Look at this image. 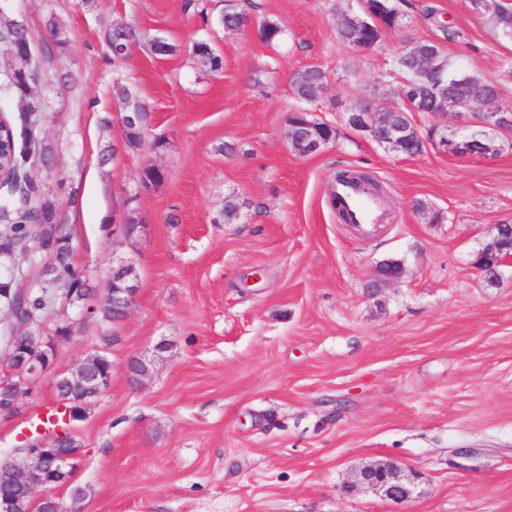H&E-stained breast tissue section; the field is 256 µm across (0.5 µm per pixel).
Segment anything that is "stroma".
<instances>
[{"instance_id": "obj_1", "label": "stroma", "mask_w": 512, "mask_h": 512, "mask_svg": "<svg viewBox=\"0 0 512 512\" xmlns=\"http://www.w3.org/2000/svg\"><path fill=\"white\" fill-rule=\"evenodd\" d=\"M230 3L249 17L237 31L215 23ZM396 3L401 27L362 51L337 31L358 0H0V23L28 31L44 100L36 133L52 157L30 171L36 196L60 212L88 277L83 300L55 293L41 315L45 331L71 333L17 413L0 417V464L72 437L80 453L54 491L66 512H512V266L493 283L474 266L495 225L512 223V127L492 156H410L347 124L360 100L400 105L394 63L425 40L451 70L494 80L512 113V43L469 0ZM267 21L279 41L260 38ZM115 22L140 34L119 62ZM155 39L173 52L155 54ZM198 40L220 70L198 63ZM308 64L325 74L310 117L338 136L301 157L287 139L290 81ZM119 82L147 107L143 149L125 141ZM150 163L164 178L145 186ZM341 167L386 190L373 235L336 217ZM127 216L141 225L129 239L113 230ZM116 255L138 291L111 321L99 307ZM53 261L38 239L16 247V288L40 292ZM391 262L394 282L377 273ZM101 349L109 390L81 419L43 425L61 404L56 380ZM137 359L147 374L133 373ZM377 461L418 494L396 503L354 485Z\"/></svg>"}]
</instances>
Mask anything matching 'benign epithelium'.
Masks as SVG:
<instances>
[{"label":"benign epithelium","mask_w":512,"mask_h":512,"mask_svg":"<svg viewBox=\"0 0 512 512\" xmlns=\"http://www.w3.org/2000/svg\"><path fill=\"white\" fill-rule=\"evenodd\" d=\"M403 107L397 108L406 118L404 122L387 123L382 127L372 121L379 110L369 103H359L348 113L347 122L355 130L368 134L372 139L388 147H395L403 141L409 132L415 130L410 113L421 108L413 92V84L407 83V91L402 93ZM482 100L474 97H454L444 100L436 114H453L461 123L453 128L433 127L430 144L442 148L454 155H469L473 138L490 129L496 131L512 126V114L488 108L483 112L474 111ZM147 112L136 99L123 102L121 124L124 133H136L144 130ZM302 129V147L306 153H319L332 143L330 139H321L312 134L313 126L308 123L299 125ZM512 262V225L504 231L502 225H496V234L490 244L478 254L476 269L488 281L494 282L500 277V268ZM137 285L135 279L125 281L121 288L112 289L109 300L112 309L124 317L131 308ZM16 319L30 327V330L10 337L11 354L9 373L0 377V416L14 414L19 402L29 394V377L42 375L51 367L50 354L54 340L68 337V332L54 330V335L46 336L41 332L39 317L33 313L16 315ZM112 373H93L80 371L75 376L57 379L56 389L60 400L73 406L75 416H80L88 402L106 391L111 385ZM79 448L63 434L56 435L52 442L38 447L34 453H28L29 461L21 464H9L6 480L17 494L0 497V512H16L22 500H36V495L48 498L53 489L69 482L73 461L78 457ZM358 483L381 496L393 501H404L412 495L409 479L400 475L398 468L390 463L370 465L358 474Z\"/></svg>","instance_id":"7a95c632"}]
</instances>
